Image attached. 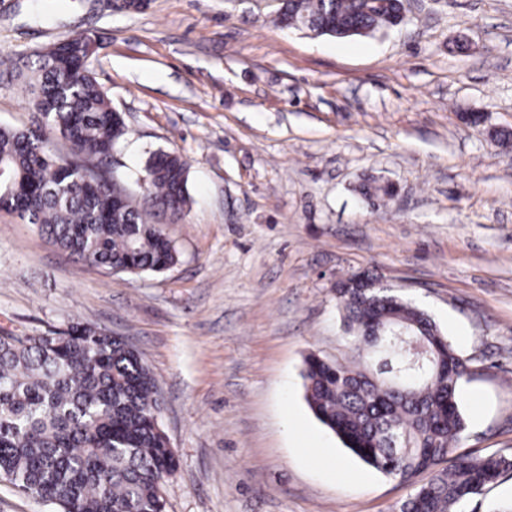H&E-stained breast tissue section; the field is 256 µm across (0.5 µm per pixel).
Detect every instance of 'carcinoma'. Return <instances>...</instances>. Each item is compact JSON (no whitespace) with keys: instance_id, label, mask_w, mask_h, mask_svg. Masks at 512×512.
I'll list each match as a JSON object with an SVG mask.
<instances>
[{"instance_id":"1","label":"carcinoma","mask_w":512,"mask_h":512,"mask_svg":"<svg viewBox=\"0 0 512 512\" xmlns=\"http://www.w3.org/2000/svg\"><path fill=\"white\" fill-rule=\"evenodd\" d=\"M390 14L361 0H282L276 23L318 34L367 36ZM79 70L75 83L62 80ZM17 75L43 113L36 126H0V210L17 214L74 262L109 274L168 270L178 249L151 204L178 218L189 207L188 166L174 152L145 163L144 204L123 180L85 179L80 157L112 156L127 134L120 112L96 81L84 40H58L27 56ZM71 155L53 148V134ZM367 200L393 188L359 186ZM352 363L316 355L302 373L317 420L373 469L404 482L431 477L399 512H461L483 488L512 470L505 456H464L440 467L465 429L461 383L466 363L432 318L391 290L363 288L353 274L336 285ZM163 395L124 338L89 323L37 336L0 335V475L52 504L56 512H165L164 484L177 468L160 416Z\"/></svg>"}]
</instances>
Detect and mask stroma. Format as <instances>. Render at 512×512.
I'll list each match as a JSON object with an SVG mask.
<instances>
[{
    "label": "stroma",
    "instance_id": "stroma-1",
    "mask_svg": "<svg viewBox=\"0 0 512 512\" xmlns=\"http://www.w3.org/2000/svg\"><path fill=\"white\" fill-rule=\"evenodd\" d=\"M401 25L338 39L275 25L280 0H0V124L38 121L2 61L59 38L98 81L137 178L181 155L192 202L159 214L162 273L76 264L0 211V333L90 323L125 337L164 397L166 512H399L386 477L312 415L309 355L347 361L336 284L365 272L426 310L469 368L448 453L512 458V0H404ZM391 183L363 200L364 178Z\"/></svg>",
    "mask_w": 512,
    "mask_h": 512
}]
</instances>
